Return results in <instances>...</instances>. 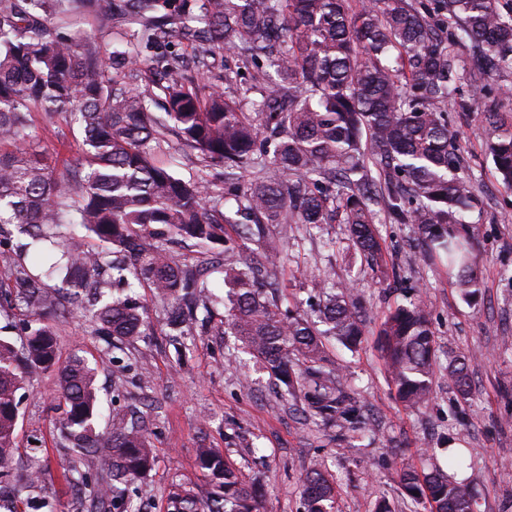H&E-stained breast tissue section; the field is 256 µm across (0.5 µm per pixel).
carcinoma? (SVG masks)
<instances>
[{
	"label": "carcinoma",
	"instance_id": "1",
	"mask_svg": "<svg viewBox=\"0 0 512 512\" xmlns=\"http://www.w3.org/2000/svg\"><path fill=\"white\" fill-rule=\"evenodd\" d=\"M92 14L99 30L123 28L125 47L106 53L94 34L73 32L65 16ZM192 49L187 57L179 49ZM470 45L464 62L460 47ZM224 54L260 69L251 106L218 83L187 77ZM161 67L156 89L138 71ZM512 74V0H0V229L30 237L19 252L0 240V310L31 308L22 348L0 339V483L11 482L20 397L28 376L58 374L61 436L95 460L101 481H82L91 512L110 503L137 512L130 487L152 470L149 439L117 413L96 430L99 398L86 359L57 358L55 331L41 311L80 288L114 289L87 311L91 332L112 345L152 336L135 289L163 306L165 325L189 334L210 313L208 277L228 288L224 328L285 394L351 442L369 431L355 390L325 350H349L365 334L352 288L319 284L304 312L285 303L277 269L288 226L346 225L352 247L381 257L380 205L391 224H412L466 298L479 291L478 257L464 218L476 207V180L462 165L448 112L470 110L464 84ZM165 113L160 121L154 109ZM49 126L79 125L82 157L62 171L33 135V114ZM176 131L172 159L154 157L165 123ZM486 142L498 181L512 190V123L490 111ZM191 245L206 266L181 258ZM397 398L414 408L433 396L439 367L431 315L417 301L386 313L379 345ZM460 399L471 392L470 360L448 358ZM207 478L200 494L177 487L167 512H262L255 485L228 452L197 449ZM35 480L14 493L34 512ZM402 495L429 512H480L478 495L448 472L400 470ZM336 478L322 461L301 477V512H336Z\"/></svg>",
	"mask_w": 512,
	"mask_h": 512
}]
</instances>
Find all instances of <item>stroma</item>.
I'll use <instances>...</instances> for the list:
<instances>
[{"label":"stroma","mask_w":512,"mask_h":512,"mask_svg":"<svg viewBox=\"0 0 512 512\" xmlns=\"http://www.w3.org/2000/svg\"><path fill=\"white\" fill-rule=\"evenodd\" d=\"M211 71L225 78L226 91L247 102L258 99L255 69H241L237 58L216 56ZM465 94L472 100L471 112L450 113L448 122L479 184L481 208L469 217V236L480 260L478 302L462 297L443 261L424 257L412 225L379 224L382 259L374 265L350 246L345 225L326 224L317 234L288 231V254L278 279L291 303L316 296V282L325 279L339 288L354 284L364 305L359 349L326 342L357 390L371 426L352 446L338 442L334 429L300 406L281 399L260 365L230 357L233 339L225 335L220 314L186 337L191 354L181 365L163 333L117 350L106 337L90 332L80 306L48 313L60 359L86 356L98 370L104 407L120 405L150 435L156 458L152 471L135 485L132 501L138 512H166L175 484L206 490L196 462L202 447L229 449L246 479L262 484L263 512H299L300 479L318 460L337 478L339 512H376L382 501L390 512H422L402 495L398 473L404 467L425 471L432 463H446L452 439L468 451L472 466L465 481L479 491L482 512H512V191L497 180L486 153L484 123L486 112L512 99V76L490 91L469 87ZM34 132L57 166L80 158L77 127L56 129L38 117ZM328 239L333 248L325 247ZM413 300L431 311L440 359L452 353L470 358L468 402H458L442 369L426 407L411 410L396 399L379 352L381 325L390 308ZM55 393L51 373L33 377L21 389L17 460L41 470L37 494L54 512H87L83 494L61 477L74 452L61 438Z\"/></svg>","instance_id":"1"}]
</instances>
